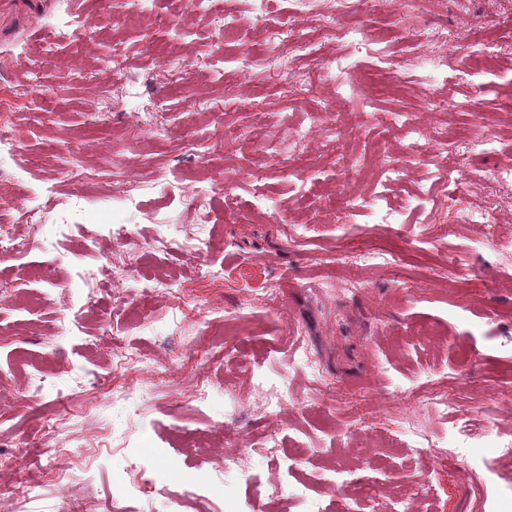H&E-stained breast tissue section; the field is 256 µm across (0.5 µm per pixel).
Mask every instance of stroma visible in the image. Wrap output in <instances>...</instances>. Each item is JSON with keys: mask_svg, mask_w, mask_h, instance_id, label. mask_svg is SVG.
<instances>
[{"mask_svg": "<svg viewBox=\"0 0 512 512\" xmlns=\"http://www.w3.org/2000/svg\"><path fill=\"white\" fill-rule=\"evenodd\" d=\"M299 6L330 82H309L313 60L287 48L269 57L261 40H225L222 20L201 10L190 36L174 38L155 24L164 0L141 13L133 0H109L103 16L94 0H0V121L19 130L24 160L0 167V231L13 246L0 257V455L9 459L0 512H170L175 500L182 512H303L295 491L308 481L328 512H485L481 472L459 477L381 437L396 429L409 386L447 392L460 412L512 428V249L499 245L512 235V183L488 178L512 163V136L488 153L457 146L449 182L443 156L412 155L405 127L372 115L418 113L437 139H459L474 107L503 125L512 70L494 64L512 63V0H428L422 12L370 0L344 16L380 37L406 84L376 97L364 86L374 58L320 34L315 0ZM77 17L98 44L77 38ZM53 31L58 41L28 69V52ZM102 43L118 47L116 65L99 61ZM475 50L494 63L469 69ZM242 51L257 63L239 74ZM441 51L449 81L435 92L418 62ZM327 105L337 119L329 138L313 128ZM291 125L311 135L276 163L232 137ZM195 135L207 159L187 151ZM351 160L364 179L350 187L339 172ZM387 162L401 181L382 175ZM299 169L335 176L306 201ZM203 175L236 201L228 212L216 195L206 224L197 221ZM57 201L67 205L65 237ZM23 202L37 221L26 223ZM377 203L399 236L379 223ZM461 205L489 214L486 236L458 223ZM365 249L395 259L349 262ZM346 278L361 289L345 292ZM118 343L134 373L117 367ZM243 357L287 382L276 417L238 368ZM203 377L208 402L185 403ZM272 434L291 467L267 462ZM140 465L154 482L136 492ZM336 467L371 486L320 484ZM192 477L203 497L187 494Z\"/></svg>", "mask_w": 512, "mask_h": 512, "instance_id": "1", "label": "stroma"}]
</instances>
